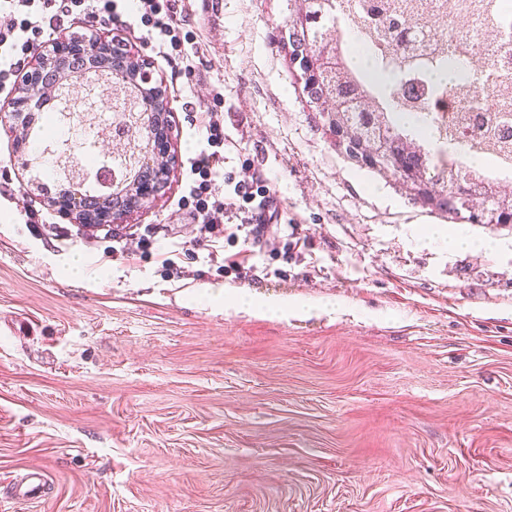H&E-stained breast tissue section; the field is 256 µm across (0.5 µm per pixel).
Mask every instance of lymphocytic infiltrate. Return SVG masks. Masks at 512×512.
Returning a JSON list of instances; mask_svg holds the SVG:
<instances>
[{"mask_svg":"<svg viewBox=\"0 0 512 512\" xmlns=\"http://www.w3.org/2000/svg\"><path fill=\"white\" fill-rule=\"evenodd\" d=\"M176 0H0V90L14 84L22 64L36 47L54 41L66 19L89 28L118 26L132 16L145 31L144 41L156 56L183 57L192 41L190 20L178 14ZM193 127L201 149L189 160L188 192L180 202L199 224L211 248L221 246L225 225L263 237L269 225L280 224L278 191L252 167L223 172L224 118L220 112H199Z\"/></svg>","mask_w":512,"mask_h":512,"instance_id":"1","label":"lymphocytic infiltrate"}]
</instances>
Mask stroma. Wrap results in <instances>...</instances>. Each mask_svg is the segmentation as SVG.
I'll return each mask as SVG.
<instances>
[{
	"instance_id": "obj_1",
	"label": "stroma",
	"mask_w": 512,
	"mask_h": 512,
	"mask_svg": "<svg viewBox=\"0 0 512 512\" xmlns=\"http://www.w3.org/2000/svg\"><path fill=\"white\" fill-rule=\"evenodd\" d=\"M179 8L189 73L108 29L167 89L178 164L154 204L71 223L0 131V502L47 478L6 512H512V228L450 223L336 150L277 44L288 0ZM214 108L225 170H262L290 224L215 253L178 205ZM147 228L152 249L113 254ZM208 287L223 303L193 302Z\"/></svg>"
}]
</instances>
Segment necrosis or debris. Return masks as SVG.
I'll return each instance as SVG.
<instances>
[{
	"mask_svg": "<svg viewBox=\"0 0 512 512\" xmlns=\"http://www.w3.org/2000/svg\"><path fill=\"white\" fill-rule=\"evenodd\" d=\"M372 5L373 0H335L327 21L336 30L345 65L355 63L358 53L369 56L372 66L363 78L381 110L423 115L426 124L418 139L438 166L475 170L488 183L512 177V140L501 138L512 129V0H407L403 35L412 46L405 50L380 35ZM428 16L466 17L471 24L435 30L421 23ZM485 31L495 38L480 57L472 45ZM441 68L451 81H435ZM407 85L417 90L408 102L400 95ZM50 124L58 134L40 141V148L68 147L86 171L104 179L120 172V165H108L93 151L95 126L56 112Z\"/></svg>",
	"mask_w": 512,
	"mask_h": 512,
	"instance_id": "necrosis-or-debris-1",
	"label": "necrosis or debris"
}]
</instances>
